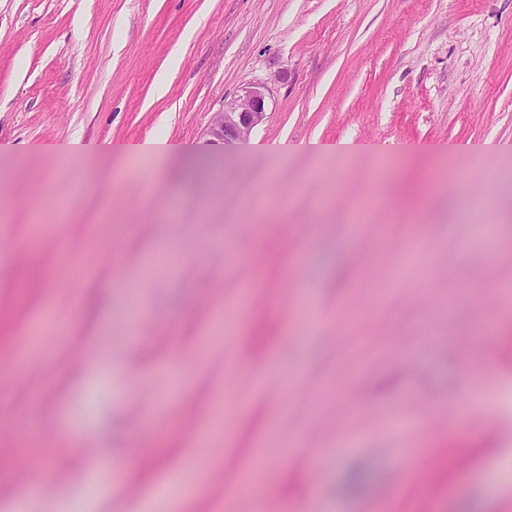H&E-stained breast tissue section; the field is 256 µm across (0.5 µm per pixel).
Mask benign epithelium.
Here are the masks:
<instances>
[{
	"label": "benign epithelium",
	"instance_id": "7a95c632",
	"mask_svg": "<svg viewBox=\"0 0 512 512\" xmlns=\"http://www.w3.org/2000/svg\"><path fill=\"white\" fill-rule=\"evenodd\" d=\"M265 115L266 89L257 84L249 87L241 98L224 104V111L214 122L213 133L226 144H243Z\"/></svg>",
	"mask_w": 512,
	"mask_h": 512
}]
</instances>
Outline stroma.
Returning a JSON list of instances; mask_svg holds the SVG:
<instances>
[{
	"label": "stroma",
	"instance_id": "1",
	"mask_svg": "<svg viewBox=\"0 0 512 512\" xmlns=\"http://www.w3.org/2000/svg\"><path fill=\"white\" fill-rule=\"evenodd\" d=\"M257 83L264 121L224 145L216 114ZM156 136L251 182L253 206L184 199L157 156L65 150ZM312 140L365 149L300 152ZM464 191L471 224L448 213ZM366 195L364 245L381 224L392 239L369 279L348 227ZM32 208L54 210L73 257L93 239L112 263L36 293L0 273V296L41 318L0 342L16 420L69 461L37 501L25 458L0 465V512H227L211 471L263 448L277 512H512V367L479 350L512 332V0H0V245ZM249 224L305 227L284 272L317 314L257 296L275 335L247 396L225 333L251 327L225 324L224 298ZM422 239L429 256L399 275ZM169 317L183 332L158 344ZM448 441L464 474L420 480ZM160 442L142 472L135 453ZM102 449L106 480L86 468Z\"/></svg>",
	"mask_w": 512,
	"mask_h": 512
}]
</instances>
